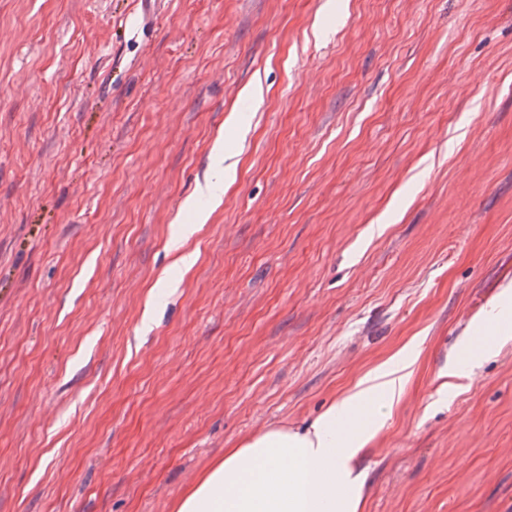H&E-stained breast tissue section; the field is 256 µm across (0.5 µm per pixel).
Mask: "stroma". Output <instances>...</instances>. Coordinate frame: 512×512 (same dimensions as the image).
I'll return each mask as SVG.
<instances>
[{"instance_id": "35a3bbf8", "label": "stroma", "mask_w": 512, "mask_h": 512, "mask_svg": "<svg viewBox=\"0 0 512 512\" xmlns=\"http://www.w3.org/2000/svg\"><path fill=\"white\" fill-rule=\"evenodd\" d=\"M507 290L512 0H0V512H174L404 348L364 512H512V340L436 379Z\"/></svg>"}]
</instances>
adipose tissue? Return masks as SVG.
<instances>
[{
  "label": "adipose tissue",
  "mask_w": 512,
  "mask_h": 512,
  "mask_svg": "<svg viewBox=\"0 0 512 512\" xmlns=\"http://www.w3.org/2000/svg\"><path fill=\"white\" fill-rule=\"evenodd\" d=\"M389 358L303 429L272 427L225 449L174 504V512H362L360 461L415 372Z\"/></svg>",
  "instance_id": "1"
}]
</instances>
